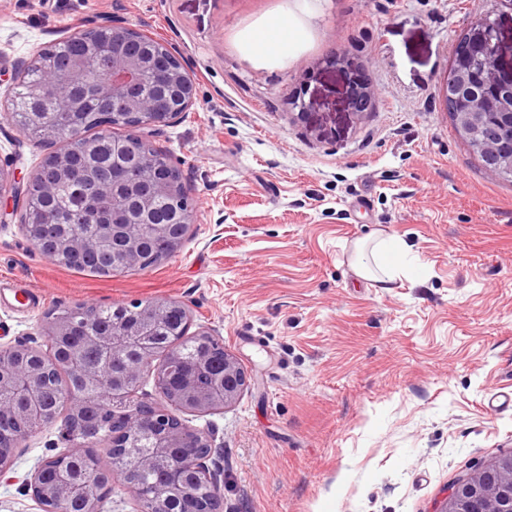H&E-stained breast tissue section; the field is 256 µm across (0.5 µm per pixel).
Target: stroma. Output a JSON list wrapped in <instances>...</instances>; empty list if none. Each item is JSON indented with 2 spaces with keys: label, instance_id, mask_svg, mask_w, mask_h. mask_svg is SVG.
<instances>
[{
  "label": "stroma",
  "instance_id": "obj_1",
  "mask_svg": "<svg viewBox=\"0 0 512 512\" xmlns=\"http://www.w3.org/2000/svg\"><path fill=\"white\" fill-rule=\"evenodd\" d=\"M291 4L0 0V161L20 179L52 147L12 124L13 78L78 28L127 21L197 86L175 123L135 131L182 172L196 219L181 248L98 277L0 223V344L44 348L48 313L81 303L180 301L254 376L235 405L188 419L215 435L219 512H436L512 453V408L486 406L512 390V182L482 168L444 95L485 14L512 62V0H313L293 52H252L247 33ZM355 76L373 92L357 114ZM379 232L411 245L419 275L383 290L354 273V245ZM63 447L54 424L16 449L0 512H39L23 482Z\"/></svg>",
  "mask_w": 512,
  "mask_h": 512
}]
</instances>
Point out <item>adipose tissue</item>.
Segmentation results:
<instances>
[{
  "instance_id": "obj_1",
  "label": "adipose tissue",
  "mask_w": 512,
  "mask_h": 512,
  "mask_svg": "<svg viewBox=\"0 0 512 512\" xmlns=\"http://www.w3.org/2000/svg\"><path fill=\"white\" fill-rule=\"evenodd\" d=\"M303 36L295 15L277 17L251 36V46L259 54H281L290 50ZM353 266L357 275L385 288L400 275L418 271L419 258L407 243L391 236L375 237L372 242H358Z\"/></svg>"
}]
</instances>
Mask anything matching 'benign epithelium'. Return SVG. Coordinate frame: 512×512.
I'll return each mask as SVG.
<instances>
[{"label":"benign epithelium","instance_id":"7a95c632","mask_svg":"<svg viewBox=\"0 0 512 512\" xmlns=\"http://www.w3.org/2000/svg\"><path fill=\"white\" fill-rule=\"evenodd\" d=\"M149 33L120 19L91 28L79 29L69 35L88 47L87 57L72 59L64 67L42 65L35 61L27 70L38 76L26 79L18 75L14 86L24 85L25 99L37 104L52 100L55 105L72 109L75 95L67 91L82 87L84 95L96 99L105 112H123L134 119L133 126H165L189 111L196 103V82L187 71L173 48L160 38H153L150 54H144V40ZM495 42L494 56L482 71L472 70L468 59L488 52L490 42ZM503 47L499 39H490L484 21L474 23L468 33L455 46L452 70L448 78L446 100L448 111L455 113L458 126L466 131L483 123L487 112H497L504 117L512 115V68L501 65ZM150 68L159 76L158 92L142 94L138 89V76ZM370 105V92L363 84L351 83L348 107L361 113ZM31 117L47 142L63 141L66 147L48 153L38 168L26 181L16 177L15 170L0 164V222L14 214L22 203L53 194L59 183L71 179L84 181V193L103 196L109 181H118L122 173L112 171V176H88L77 170L78 163H90L96 153L98 139L87 136L81 126L70 124L61 127L39 118ZM478 159L487 162L485 169L494 173L495 164L505 157H512V123H504L499 132L487 131L470 147ZM123 194L136 200L139 211L150 210L157 196L177 198L183 194L181 172L168 160L147 169L143 178L123 186ZM117 190H112V214L96 216L98 232L93 237L76 234L70 225L57 223V213L36 205L28 207L22 230L30 244L54 263L64 264L74 254L112 247L116 239L122 240L116 261L124 270L139 269L143 265L141 244L150 235L166 244L165 255L175 252L185 241L190 225L195 222V211L187 207L180 212L175 224H142L125 216ZM56 227L52 243L44 239L46 225ZM143 321L125 329V335L103 336L86 328L87 320H67L49 317L45 322V335L55 341L72 340L74 349L93 348L109 356L121 350L132 353V360L120 367L89 364L78 368L80 386L60 389V400L66 410V419L60 427L61 438L67 443L63 452L51 458L57 465L75 459H84L95 468L102 459L90 448L92 441L83 437L90 425L88 409L97 402V393L104 382L112 388L114 427L108 458L112 463V484L119 481L127 493L143 504V512H154L157 502L184 498L187 512H213L212 504L221 497V470L212 461L213 436L203 429L192 428L182 416L206 415L223 410L239 399L251 386L252 376L230 353L224 354V371L207 388L196 387L187 370L189 365L199 367L209 358L208 340L215 337L210 330L195 332L199 345L185 358L170 350L164 358L158 356L156 327L163 324L170 309L182 312L186 325L192 319L188 308L179 301L147 302L144 304ZM63 356H47L43 351L27 344L0 346V386L25 383L29 393L25 400L10 406L0 405V476L6 474L14 456L18 440L13 429L24 413L38 410V389L41 382L58 371ZM153 377L159 399L155 405L144 407L134 403L139 384ZM135 458L145 470H165L167 478L150 492L140 488L134 475L125 468V459ZM498 479L487 482L485 467L448 489L446 497L436 512H512V460L497 467ZM46 467L39 466L25 479L26 488L41 512H68L66 506L80 497L82 512H98L100 494L91 485L87 474L75 472L61 479H47Z\"/></svg>","mask_w":512,"mask_h":512}]
</instances>
